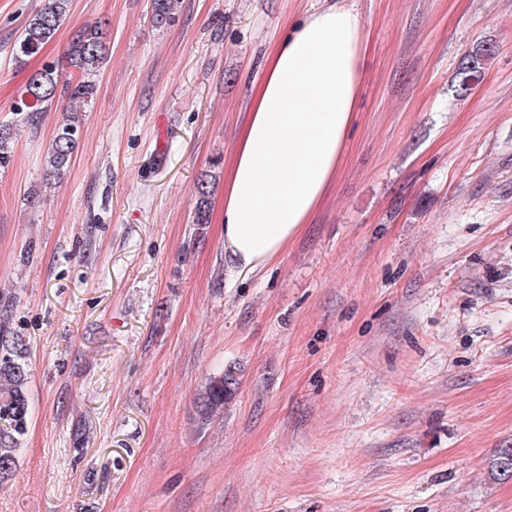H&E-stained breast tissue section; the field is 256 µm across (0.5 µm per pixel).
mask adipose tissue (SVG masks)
Returning <instances> with one entry per match:
<instances>
[{"instance_id": "1", "label": "adipose tissue", "mask_w": 512, "mask_h": 512, "mask_svg": "<svg viewBox=\"0 0 512 512\" xmlns=\"http://www.w3.org/2000/svg\"><path fill=\"white\" fill-rule=\"evenodd\" d=\"M362 23L325 0L266 55L224 179V257L245 277L278 259L337 175L365 86Z\"/></svg>"}]
</instances>
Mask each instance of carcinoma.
I'll return each instance as SVG.
<instances>
[{"label":"carcinoma","mask_w":512,"mask_h":512,"mask_svg":"<svg viewBox=\"0 0 512 512\" xmlns=\"http://www.w3.org/2000/svg\"><path fill=\"white\" fill-rule=\"evenodd\" d=\"M177 0H153V18L166 23L173 15ZM72 0H46L44 6L30 17L20 33L15 48V59L38 53L50 42L68 16ZM109 22L101 20L78 30L64 55L65 67L70 73L60 71V64L50 65L33 74L28 80L14 111L26 113L29 121L37 120L59 95L86 104L96 93V84L90 78L103 63L107 48ZM470 56L458 62L453 91L467 93L479 73L469 67ZM80 125L75 117H68L59 124L48 147L44 165L45 181L61 180L70 168L78 144ZM13 157V128L0 124V169L7 168ZM198 195L195 223H207L209 190L206 183L197 184ZM25 339L21 336H0V477L9 474L15 464L18 437L26 428L28 400L25 392ZM236 378L227 370L209 378L205 390L198 397L199 412L205 419H212L224 412V403L232 395Z\"/></svg>","instance_id":"carcinoma-1"}]
</instances>
